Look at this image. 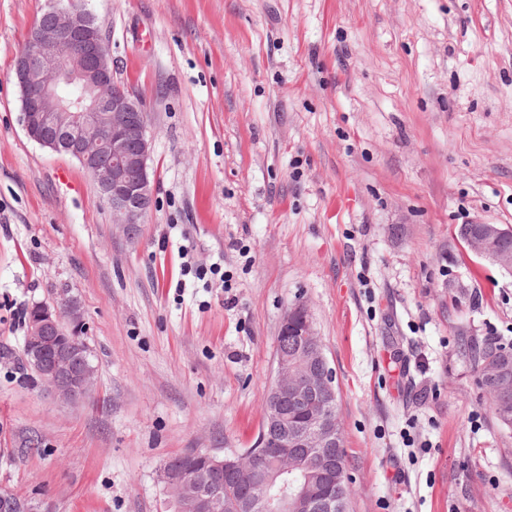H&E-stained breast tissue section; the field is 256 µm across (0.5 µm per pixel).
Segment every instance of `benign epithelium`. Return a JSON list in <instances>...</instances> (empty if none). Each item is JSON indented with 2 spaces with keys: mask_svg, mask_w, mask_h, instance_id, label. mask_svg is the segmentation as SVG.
<instances>
[{
  "mask_svg": "<svg viewBox=\"0 0 512 512\" xmlns=\"http://www.w3.org/2000/svg\"><path fill=\"white\" fill-rule=\"evenodd\" d=\"M20 89L21 118L27 136L40 146L75 158L89 173L112 209V223L134 226L143 223L154 198L150 173L151 140L141 98L119 86L105 49L100 26L88 9V0H47V7L34 23L28 48L15 64ZM81 87L75 100L60 97L58 88ZM280 331H291L305 343L297 357L303 367L276 356L277 372L267 394L269 420L282 431L278 452L288 455L302 448L311 437L331 444L336 441V419L321 409L309 417L305 430L288 431L282 404L290 397L327 398L326 359L320 349L307 343L315 335L307 307L292 306L284 315ZM87 326L76 300L62 305L34 307L24 343V354L40 380L63 402L77 403L92 392L96 368L86 340ZM215 473L234 471L237 454L223 457L199 451ZM158 480L168 490L178 486L191 491L197 512H218L220 491L198 490L194 471L158 470ZM266 484L260 466L243 488V501L250 507L264 502ZM296 512H341V502L332 495L297 493ZM0 512H30L29 503L10 490L0 488Z\"/></svg>",
  "mask_w": 512,
  "mask_h": 512,
  "instance_id": "benign-epithelium-1",
  "label": "benign epithelium"
}]
</instances>
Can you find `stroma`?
I'll list each match as a JSON object with an SVG mask.
<instances>
[{
	"mask_svg": "<svg viewBox=\"0 0 512 512\" xmlns=\"http://www.w3.org/2000/svg\"><path fill=\"white\" fill-rule=\"evenodd\" d=\"M44 7L0 0V487L171 512L163 461L256 447L302 302L350 512H512V431L462 354L512 342V273L458 234L512 227V0H89L152 137L130 229L21 125L14 64ZM65 293L97 369L78 404L23 358L26 310Z\"/></svg>",
	"mask_w": 512,
	"mask_h": 512,
	"instance_id": "obj_1",
	"label": "stroma"
}]
</instances>
